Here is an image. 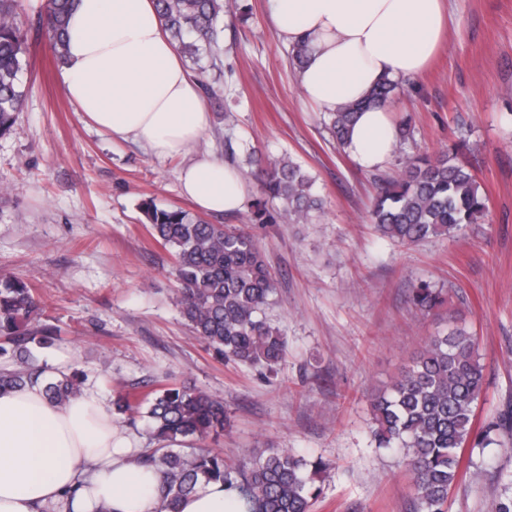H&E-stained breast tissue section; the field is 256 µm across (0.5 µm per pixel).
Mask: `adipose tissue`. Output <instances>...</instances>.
Returning a JSON list of instances; mask_svg holds the SVG:
<instances>
[{
    "mask_svg": "<svg viewBox=\"0 0 512 512\" xmlns=\"http://www.w3.org/2000/svg\"><path fill=\"white\" fill-rule=\"evenodd\" d=\"M280 39L305 42L297 71L305 100L324 112L360 101L379 79L421 74L442 48L446 0H270ZM61 74L78 112L115 140L160 158L188 153L211 125L199 84L152 0H77ZM390 109L359 114L344 145L361 167L384 164L396 144ZM204 213L239 209L244 180L205 153L179 173ZM93 389L63 406L42 385L0 393V512H171L164 474L145 465ZM172 512H238L223 483L201 482Z\"/></svg>",
    "mask_w": 512,
    "mask_h": 512,
    "instance_id": "ef3b65f1",
    "label": "adipose tissue"
}]
</instances>
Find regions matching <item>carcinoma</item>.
<instances>
[{"instance_id": "obj_1", "label": "carcinoma", "mask_w": 512, "mask_h": 512, "mask_svg": "<svg viewBox=\"0 0 512 512\" xmlns=\"http://www.w3.org/2000/svg\"><path fill=\"white\" fill-rule=\"evenodd\" d=\"M170 38L197 61L203 54L218 67L224 41V0H154ZM76 0H43L36 29L47 37L55 58H65L69 19ZM21 0H0V136L11 133L22 109L21 75L27 32L16 21ZM400 82L384 78L369 96L328 113V131L344 145L358 114L391 102ZM251 173L261 197L253 203L258 224H308L322 210L312 177L298 164L260 152L249 154ZM478 177L463 160V145L406 158L398 177L379 185L370 212L375 229L401 245L430 238L454 237L486 212ZM152 239L174 258L180 285V313L193 334L237 364L276 370L285 339L263 317L276 292L261 246L243 228L212 224L185 210L142 203ZM409 303L422 317L443 318L449 305L442 290L421 282ZM40 302L34 289L11 276H0V391L43 380L50 401L64 405L82 392L84 378L74 372L46 378L36 350L50 346L52 329L38 325ZM477 337L448 311V328L427 337L398 377L371 395L372 435L379 448L403 453L421 512H447L462 455L468 448L498 444L503 424L487 425L473 440L475 408L485 385ZM148 404L147 418L160 448L145 463L162 469L169 505L195 491L200 480L220 481L237 494L243 512H310L320 488L315 476L327 469L321 459L309 462L290 449L270 448L248 466L224 462V453L181 452L177 443L224 431L228 413L223 401L186 385H167L145 396L125 393L115 401L130 416ZM502 494L495 512H512V471L499 473Z\"/></svg>"}]
</instances>
